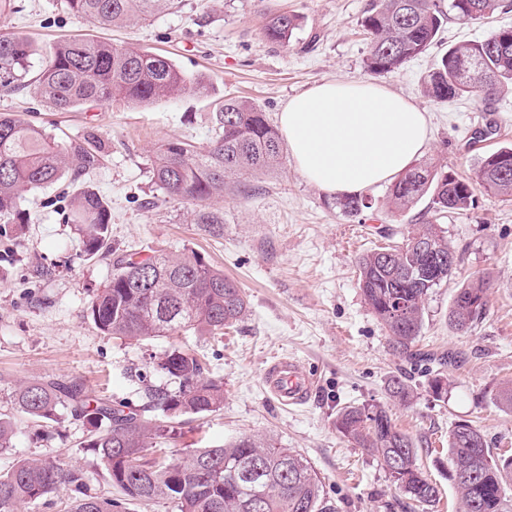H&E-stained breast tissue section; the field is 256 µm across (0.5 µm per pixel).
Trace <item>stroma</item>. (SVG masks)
I'll use <instances>...</instances> for the list:
<instances>
[{
  "label": "stroma",
  "mask_w": 512,
  "mask_h": 512,
  "mask_svg": "<svg viewBox=\"0 0 512 512\" xmlns=\"http://www.w3.org/2000/svg\"><path fill=\"white\" fill-rule=\"evenodd\" d=\"M19 11L0 18V30L28 37L40 54L76 35L133 45L169 57L207 90L143 104L121 101L60 112L33 89L0 94L11 112L63 142L101 139L105 161L82 177L112 211L108 255L87 257L81 239L58 212L70 198L51 185L27 195L28 224L0 237V413L13 416L16 437L0 452V471L23 458L77 464L102 480L87 452L90 427L63 412L53 431L16 412L11 396L35 379H77L92 394L130 406L144 385L165 384L157 363L172 347L204 357L224 379L223 407L183 426L181 448L216 445L243 436H267L296 450L318 472L337 512H414L378 459L338 433L336 414L347 405H383L397 428L416 443L439 500L431 512H458L448 479L447 440L455 422L471 420L491 447L512 448V411L492 399L512 381V200L476 194L467 210L437 215L428 199L405 212L391 209L388 185L366 193V209L345 215L334 197L308 183L291 155L281 168L243 177L209 201L224 216V232H205L192 204L165 197L152 178L157 147L171 139L206 147L213 116L224 99L259 104L270 122L288 98L328 79L366 77L369 39L360 22L371 0H177L174 9L143 24L101 29L67 12L63 0H18ZM299 15L288 45L263 33L269 14ZM512 26V0L488 19L444 21L437 42L379 83L426 112L428 145L419 160L437 170L469 173L478 157L512 143V88L437 101L422 91L424 77L449 46ZM432 222L461 261L426 302L421 347L458 353L445 372L447 387L433 394L424 374L412 371L388 343L387 331L358 287L359 255L398 244ZM197 253L238 282L249 314L223 340L187 330L171 337L130 341L102 334L87 316L89 303L112 278L114 256ZM490 279L485 315L468 332L448 322L452 298L464 282ZM290 357L316 377L311 397L283 407L263 388L265 369ZM409 373L415 393L401 404L387 395L391 376Z\"/></svg>",
  "instance_id": "stroma-1"
}]
</instances>
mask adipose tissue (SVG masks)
<instances>
[{
    "label": "adipose tissue",
    "mask_w": 512,
    "mask_h": 512,
    "mask_svg": "<svg viewBox=\"0 0 512 512\" xmlns=\"http://www.w3.org/2000/svg\"><path fill=\"white\" fill-rule=\"evenodd\" d=\"M279 126L301 176L332 195L392 181L428 139L426 112L370 79L329 80L290 97Z\"/></svg>",
    "instance_id": "adipose-tissue-1"
}]
</instances>
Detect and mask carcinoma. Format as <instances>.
Here are the masks:
<instances>
[{"label":"carcinoma","instance_id":"carcinoma-1","mask_svg":"<svg viewBox=\"0 0 512 512\" xmlns=\"http://www.w3.org/2000/svg\"><path fill=\"white\" fill-rule=\"evenodd\" d=\"M75 16L101 26L146 21L175 6V0H65ZM499 0H448V10L463 21L487 18ZM448 14L440 0H372L361 20L369 35L366 69L375 75L400 69L427 52ZM300 26V16L278 14L264 26L266 38L286 45ZM512 84V27H500L481 40L448 48L424 79V93L434 100L464 95L490 99ZM33 86L58 111L110 101L141 104L163 97L199 92L207 84L191 78L170 59L145 49L86 39L59 44L38 57L27 38L0 33V92L11 94ZM285 143L258 105L227 98L215 114L210 145L172 139L162 144L153 178L170 198L198 206L195 221L213 234L224 232V216L208 202L224 195L230 176L276 169ZM512 145L483 153L470 176L442 173L427 163L411 166L390 188L389 200L405 212L423 197L439 213L464 211L476 188L505 200L512 198V165L502 156ZM101 140L92 136L63 143L44 129L17 116L0 113V234L7 224L28 223L21 203L48 185L76 182L99 168ZM338 204L347 215L367 207L366 200L344 196ZM67 223L81 237L88 254L110 251L112 214L92 188L75 190ZM455 251L434 224H423L400 246H384L356 261L358 285L365 303L386 328L392 349L424 365L440 388L439 369L456 362L417 349L424 303L433 288L448 280V255ZM489 281L478 277L457 289L448 311L452 328L466 333L488 305ZM89 317L103 334L128 340L165 336L189 328L221 339L224 328L242 321L248 302L238 284L201 255L125 254L113 261L112 279L92 300ZM158 369L175 385H146L143 403L130 407L89 394L84 384L34 380L19 388L14 405L38 422H56L59 408L83 418L92 428L87 448L103 465L107 488L91 489L90 471L52 460L24 458L0 471V512H20L27 505L60 502V512H127L135 503H172L178 512H336L325 497L322 481L310 463L291 448L270 440L238 438L227 444L184 448L180 457L151 456L156 440L182 436L181 417L203 418L224 404V378L208 371L195 355L174 348ZM389 396L408 402L413 389L405 375L392 376ZM336 429L368 449L389 479L416 505L427 509L438 501V489L424 475L414 441L396 428L380 405L346 406L336 415ZM15 423L0 415V451L13 446ZM448 478L460 498V512H505L512 489V455L490 448L484 433L469 421L458 422L448 435ZM117 496H112V490Z\"/></svg>","mask_w":512,"mask_h":512}]
</instances>
